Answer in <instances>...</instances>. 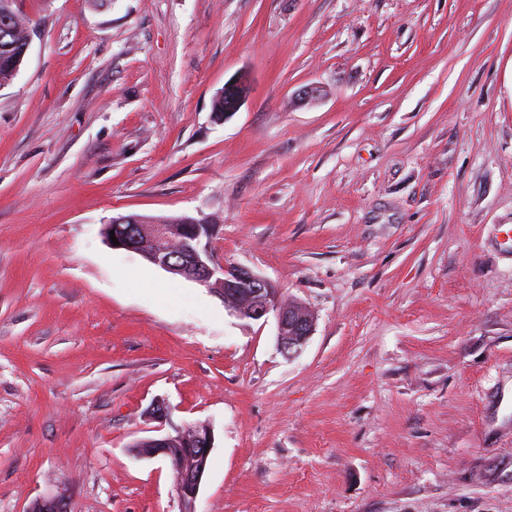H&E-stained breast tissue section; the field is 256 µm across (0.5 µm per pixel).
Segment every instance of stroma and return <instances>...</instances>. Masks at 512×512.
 Here are the masks:
<instances>
[{"instance_id": "1", "label": "stroma", "mask_w": 512, "mask_h": 512, "mask_svg": "<svg viewBox=\"0 0 512 512\" xmlns=\"http://www.w3.org/2000/svg\"><path fill=\"white\" fill-rule=\"evenodd\" d=\"M18 7L0 512H179L132 448L195 424L196 512H512V0ZM128 213L206 219L312 336L285 356L274 316L108 246ZM249 91L248 82L243 79H235L228 81L224 85V91L220 95V98L224 100H215L213 111L224 112L223 117L228 114L237 112L246 98Z\"/></svg>"}]
</instances>
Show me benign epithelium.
I'll list each match as a JSON object with an SVG mask.
<instances>
[{
	"instance_id": "1",
	"label": "benign epithelium",
	"mask_w": 512,
	"mask_h": 512,
	"mask_svg": "<svg viewBox=\"0 0 512 512\" xmlns=\"http://www.w3.org/2000/svg\"><path fill=\"white\" fill-rule=\"evenodd\" d=\"M16 0L0 6V48L11 49L10 38L19 18ZM249 91L248 82L235 79L224 84L220 98L224 114L239 110ZM179 229L180 241L172 248L169 232ZM106 230L114 232L117 248L135 251L152 264L208 288L221 297L224 308L240 318L261 320L273 312L281 351L296 355L313 334L314 317L308 308L294 300L281 298L275 285L242 266L224 265L214 259L210 248L213 227L183 219L148 220L136 214H119L109 220ZM214 436L207 426L177 428L175 434L151 439L134 449L138 458L163 457L176 472L174 487L180 512H195V502L207 469ZM33 512H69L68 496L62 492L37 499Z\"/></svg>"
}]
</instances>
